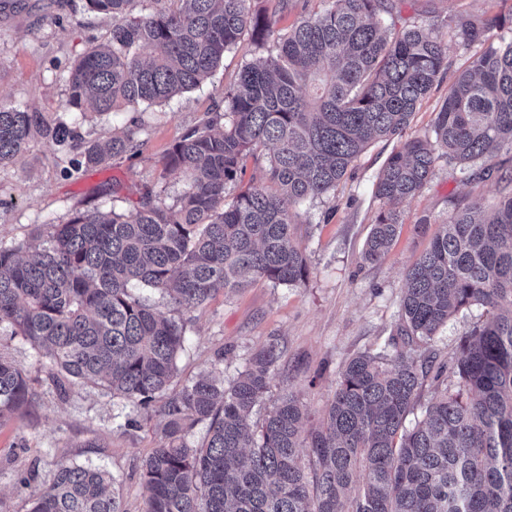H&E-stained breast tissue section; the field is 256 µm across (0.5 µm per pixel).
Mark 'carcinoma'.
<instances>
[{
	"label": "carcinoma",
	"mask_w": 512,
	"mask_h": 512,
	"mask_svg": "<svg viewBox=\"0 0 512 512\" xmlns=\"http://www.w3.org/2000/svg\"><path fill=\"white\" fill-rule=\"evenodd\" d=\"M143 2L86 0L112 30L68 67V107L109 114L169 101L207 80L244 32L266 46L271 18L247 0H150L149 10ZM328 2L245 65L224 109L167 152L163 171L189 177L173 203L157 184L127 210H78L30 243L0 245V330L46 359L60 392L101 387L161 418L164 441L141 466L143 512H512V175L500 177L490 209L472 202L441 225L405 274L392 350L348 362L318 417L289 394L252 423L281 359L274 342L227 384L210 371L169 392L185 323L129 293L137 282L190 311L254 277L305 284L292 206L333 190L371 142L400 135L448 69L441 36L382 29L390 0ZM456 27L478 51L436 112L434 139L410 140L388 158L365 244L370 263L385 256L401 231L399 206L438 162L512 152V41L496 40L493 23L479 18L462 16ZM144 46L148 61L137 53ZM36 137L60 147L69 177L138 148L134 128L92 141L73 122L0 98V166ZM262 150L270 186L229 196L245 158ZM473 305L486 320L448 364L411 356ZM35 396L0 350V418ZM201 422L207 437L195 446L188 436ZM109 482L91 464L60 463L28 512H124Z\"/></svg>",
	"instance_id": "1"
}]
</instances>
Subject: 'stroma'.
Segmentation results:
<instances>
[{"label":"stroma","mask_w":512,"mask_h":512,"mask_svg":"<svg viewBox=\"0 0 512 512\" xmlns=\"http://www.w3.org/2000/svg\"><path fill=\"white\" fill-rule=\"evenodd\" d=\"M394 2L397 29L419 27L444 38L449 68L402 135L372 143L334 191L294 208L295 239L310 269L307 282L275 288L257 279L190 311L178 309L157 291L132 287L133 296L150 298L162 314L187 322L172 390L205 370L232 380L253 353L274 341L283 357L270 380L269 400L292 394L312 413H320L352 358L388 349L405 272L457 204L477 200L488 207L496 201V178L473 181L467 166L439 162L422 191L401 206L402 231L385 257L377 263L364 260L365 241L380 208L374 196L379 173L406 140L430 134L449 86L467 63L469 52L454 34L457 16L512 18V0ZM83 4L21 0L19 8L0 10V97L53 118L78 119L82 134L91 140L137 124L142 147L138 155L108 168L67 178L58 165L57 146L33 140L19 162L0 167V244L5 246L23 243L42 224L66 220L79 209L129 208L144 185L160 180L169 199H176L187 181L179 174H163L165 153L221 103L241 66L262 55L250 35H243L199 88L163 104L102 116L88 112L79 118L65 106L62 72L110 36L109 21L87 12ZM421 224L426 227L422 233L417 230ZM484 318L483 307L476 305L454 315L434 338L440 360L455 356L461 337ZM0 349L24 369L37 392L34 403L0 418V512H27L32 495L52 479L62 461L106 469L126 512H142L141 464L162 442L157 417L98 387L75 385L67 397H59L44 360L27 341L0 335ZM23 475L28 484L20 483Z\"/></svg>","instance_id":"35a3bbf8"}]
</instances>
